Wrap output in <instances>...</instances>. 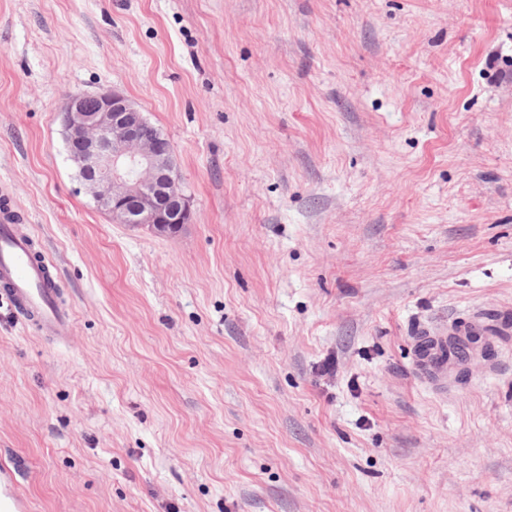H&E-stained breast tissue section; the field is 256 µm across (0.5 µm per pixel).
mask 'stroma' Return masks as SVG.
<instances>
[{
	"mask_svg": "<svg viewBox=\"0 0 512 512\" xmlns=\"http://www.w3.org/2000/svg\"><path fill=\"white\" fill-rule=\"evenodd\" d=\"M172 142L193 221L113 223L68 95ZM72 338L0 316L28 512H512V0H0V190ZM332 374H320L326 359ZM439 333V336H424L418 340L416 363L424 376L445 381L448 378V359L445 356L448 333L445 330Z\"/></svg>",
	"mask_w": 512,
	"mask_h": 512,
	"instance_id": "1",
	"label": "stroma"
}]
</instances>
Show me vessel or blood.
<instances>
[{"instance_id": "1", "label": "vessel or blood", "mask_w": 512, "mask_h": 512, "mask_svg": "<svg viewBox=\"0 0 512 512\" xmlns=\"http://www.w3.org/2000/svg\"><path fill=\"white\" fill-rule=\"evenodd\" d=\"M21 218L10 203L0 204V310L21 311L37 331L64 342L73 333L74 317L56 301L43 264L32 256V241L17 228ZM447 333L419 339L416 363L420 372L442 381L448 377ZM9 468H0V512H25V503L13 492Z\"/></svg>"}]
</instances>
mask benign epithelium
<instances>
[{"instance_id": "benign-epithelium-1", "label": "benign epithelium", "mask_w": 512, "mask_h": 512, "mask_svg": "<svg viewBox=\"0 0 512 512\" xmlns=\"http://www.w3.org/2000/svg\"><path fill=\"white\" fill-rule=\"evenodd\" d=\"M69 159L95 206L117 224L174 234L192 223L172 143L117 91L68 97L61 113Z\"/></svg>"}]
</instances>
